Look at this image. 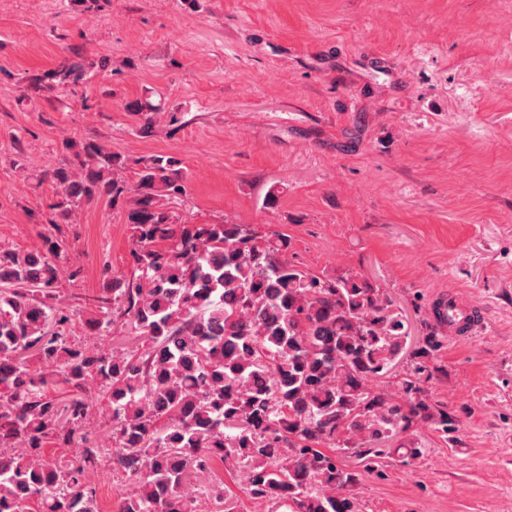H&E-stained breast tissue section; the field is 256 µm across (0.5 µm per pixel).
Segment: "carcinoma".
<instances>
[{
	"instance_id": "cac0c4a2",
	"label": "carcinoma",
	"mask_w": 512,
	"mask_h": 512,
	"mask_svg": "<svg viewBox=\"0 0 512 512\" xmlns=\"http://www.w3.org/2000/svg\"><path fill=\"white\" fill-rule=\"evenodd\" d=\"M52 172L62 188L49 223L85 204L135 198L126 278L102 275L94 330H126L136 349L107 353L70 341L54 289L68 245L0 250V512H97L85 473L101 457L137 482L119 512H195L187 480L232 462L244 493L287 512H360L362 473L414 427L446 438L455 419L431 401L429 363L447 337L432 324L398 380L383 385L406 347V322L386 293L352 276L311 275L288 261V236L248 224H192L156 202L185 191L181 160L155 155L128 184L123 157L84 140ZM78 275V270L69 272ZM40 366L34 369L30 359ZM64 385L65 400L48 394ZM112 407V447L68 463L67 445L94 388ZM359 460L356 466L340 462Z\"/></svg>"
}]
</instances>
